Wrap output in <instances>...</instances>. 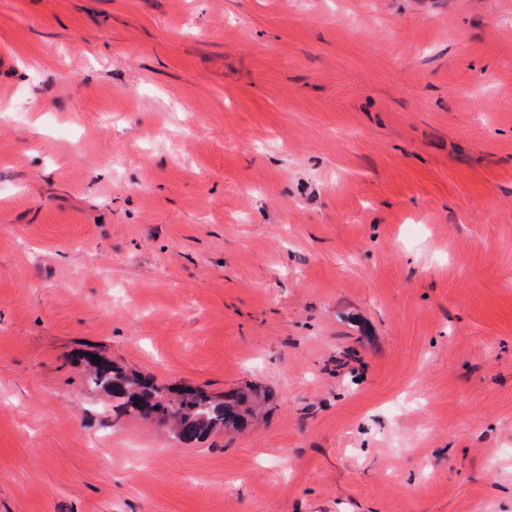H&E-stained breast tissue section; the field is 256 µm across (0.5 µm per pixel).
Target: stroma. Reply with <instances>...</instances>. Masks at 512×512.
I'll list each match as a JSON object with an SVG mask.
<instances>
[{
  "mask_svg": "<svg viewBox=\"0 0 512 512\" xmlns=\"http://www.w3.org/2000/svg\"><path fill=\"white\" fill-rule=\"evenodd\" d=\"M0 512H512V0H0ZM87 382L93 389L123 400L125 412L141 419L169 424L174 438L188 445L216 430L239 429L246 422L241 407L247 397L230 390L216 401L204 390L191 386L170 388L153 377L126 374L107 361L91 362Z\"/></svg>",
  "mask_w": 512,
  "mask_h": 512,
  "instance_id": "obj_1",
  "label": "stroma"
}]
</instances>
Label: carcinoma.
<instances>
[{"mask_svg":"<svg viewBox=\"0 0 512 512\" xmlns=\"http://www.w3.org/2000/svg\"><path fill=\"white\" fill-rule=\"evenodd\" d=\"M87 382L123 400L125 412L141 419H153L171 426L174 438L192 444L216 430L244 426L245 394L230 390L216 401L204 390L191 386L170 388L153 377L126 374L107 361L93 363Z\"/></svg>","mask_w":512,"mask_h":512,"instance_id":"1","label":"carcinoma"}]
</instances>
